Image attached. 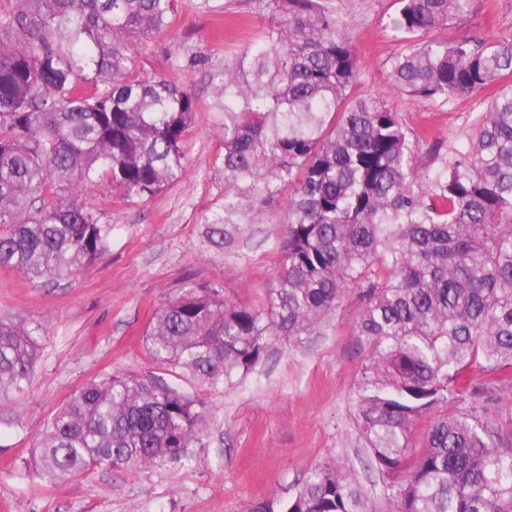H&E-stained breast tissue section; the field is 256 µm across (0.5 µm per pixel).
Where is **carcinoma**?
Segmentation results:
<instances>
[{
    "label": "carcinoma",
    "instance_id": "obj_1",
    "mask_svg": "<svg viewBox=\"0 0 512 512\" xmlns=\"http://www.w3.org/2000/svg\"><path fill=\"white\" fill-rule=\"evenodd\" d=\"M398 3L389 28L410 46L390 63L396 90L446 104L500 85L468 144L419 173L423 138L387 104L351 98L362 62L326 0H273L279 19L262 41L224 59V212L206 219L209 236L222 237L257 206L285 201L266 306L189 288L156 311L145 344L158 365L216 389L271 342L303 343L349 292L366 351L357 427L394 512H512V434L448 412V401L484 394L461 383L467 368L512 372V36L429 40L470 0ZM174 7L0 3V269L71 276L112 236L85 200L97 180L145 199L182 175L192 97L135 70L138 43L162 32ZM45 333L0 314V427ZM207 415L158 377L109 374L57 409L29 467L51 485L98 467L184 464ZM245 512L375 510L327 460L287 501L272 495Z\"/></svg>",
    "mask_w": 512,
    "mask_h": 512
}]
</instances>
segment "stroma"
Masks as SVG:
<instances>
[{"instance_id": "35a3bbf8", "label": "stroma", "mask_w": 512, "mask_h": 512, "mask_svg": "<svg viewBox=\"0 0 512 512\" xmlns=\"http://www.w3.org/2000/svg\"><path fill=\"white\" fill-rule=\"evenodd\" d=\"M348 25L363 67L353 91L399 112L408 131L428 130L450 155L496 94L487 87L447 105L416 100L388 80L391 60L406 43L387 24L397 0H332ZM276 16L257 0H178L168 27L138 45L137 71L172 78L192 96L185 171L145 200H128L99 183L89 203L113 224L102 256L59 280H32L0 270V312L45 325L44 351L16 402V422L0 429V512H241L277 494L293 496L306 471L335 459L376 512H392L382 479L370 467L354 411L361 349L345 300L300 346L271 345L248 373L213 390L186 373L160 368L145 331L158 307L189 286L223 289L235 302L261 307L280 262L284 204L252 212L247 224L226 225L223 245L210 242L204 217L224 205V98L217 74L227 55L261 38ZM512 35V0H471L467 15L430 31V39L492 42ZM136 371L204 401L209 419L189 464L137 470L102 467L43 486L25 471L36 436L56 409L88 380ZM471 384L488 397L449 404L473 407L502 428L512 427V379L473 368Z\"/></svg>"}]
</instances>
